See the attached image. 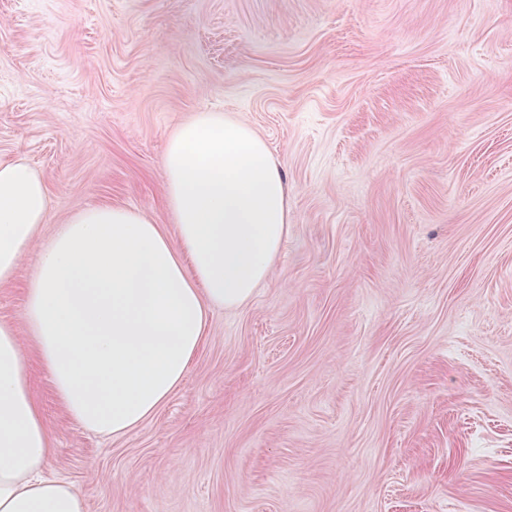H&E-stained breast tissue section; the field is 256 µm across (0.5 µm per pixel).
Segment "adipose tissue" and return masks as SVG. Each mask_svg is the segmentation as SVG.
Returning a JSON list of instances; mask_svg holds the SVG:
<instances>
[{
    "instance_id": "adipose-tissue-1",
    "label": "adipose tissue",
    "mask_w": 512,
    "mask_h": 512,
    "mask_svg": "<svg viewBox=\"0 0 512 512\" xmlns=\"http://www.w3.org/2000/svg\"><path fill=\"white\" fill-rule=\"evenodd\" d=\"M175 233L142 212L94 206L42 249L22 325L0 321V512H87V495L44 476L51 435L25 371L28 347L69 415L121 436L180 386L211 307H240L288 236V184L245 122L203 112L169 138ZM49 215L42 176L0 160V285L11 283Z\"/></svg>"
}]
</instances>
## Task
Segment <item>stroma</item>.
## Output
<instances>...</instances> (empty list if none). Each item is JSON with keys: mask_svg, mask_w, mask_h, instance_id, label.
Returning <instances> with one entry per match:
<instances>
[{"mask_svg": "<svg viewBox=\"0 0 512 512\" xmlns=\"http://www.w3.org/2000/svg\"><path fill=\"white\" fill-rule=\"evenodd\" d=\"M249 124L289 230L121 437L26 371L87 512H512V0H0V159L175 232L166 142ZM31 251L0 285L19 322Z\"/></svg>", "mask_w": 512, "mask_h": 512, "instance_id": "1", "label": "stroma"}]
</instances>
